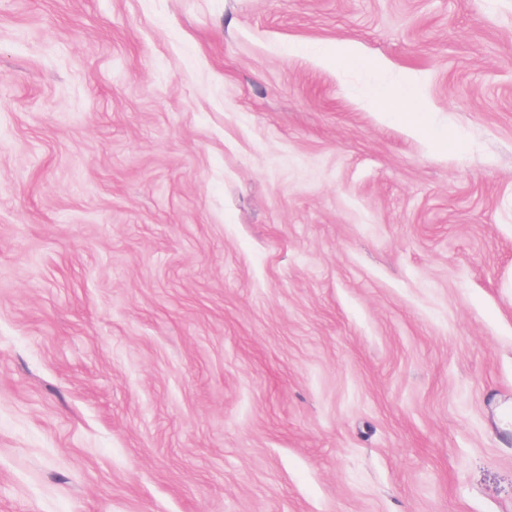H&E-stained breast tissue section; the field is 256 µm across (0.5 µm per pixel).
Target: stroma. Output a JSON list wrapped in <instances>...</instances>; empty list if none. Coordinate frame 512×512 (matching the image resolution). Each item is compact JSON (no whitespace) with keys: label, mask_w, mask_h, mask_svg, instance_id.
<instances>
[{"label":"stroma","mask_w":512,"mask_h":512,"mask_svg":"<svg viewBox=\"0 0 512 512\" xmlns=\"http://www.w3.org/2000/svg\"><path fill=\"white\" fill-rule=\"evenodd\" d=\"M502 400L512 0H0V512H512Z\"/></svg>","instance_id":"35a3bbf8"}]
</instances>
